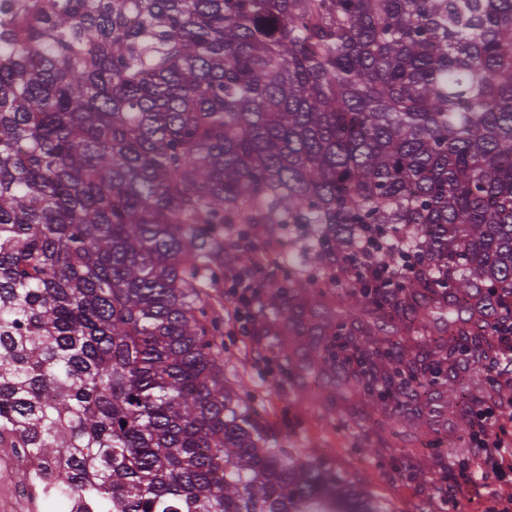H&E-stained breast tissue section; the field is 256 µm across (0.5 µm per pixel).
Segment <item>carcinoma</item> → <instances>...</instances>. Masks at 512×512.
<instances>
[{
  "label": "carcinoma",
  "instance_id": "carcinoma-1",
  "mask_svg": "<svg viewBox=\"0 0 512 512\" xmlns=\"http://www.w3.org/2000/svg\"><path fill=\"white\" fill-rule=\"evenodd\" d=\"M1 13L0 445L64 452L93 512H381L240 411L224 225L316 224L330 253L415 226L479 324L512 298V0Z\"/></svg>",
  "mask_w": 512,
  "mask_h": 512
}]
</instances>
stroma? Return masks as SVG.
<instances>
[{
  "label": "stroma",
  "mask_w": 512,
  "mask_h": 512,
  "mask_svg": "<svg viewBox=\"0 0 512 512\" xmlns=\"http://www.w3.org/2000/svg\"><path fill=\"white\" fill-rule=\"evenodd\" d=\"M313 226L295 225L275 236L245 239L225 235V244L247 242L265 260L257 279L264 302L247 328H239L232 304L224 306V377L238 390L242 411L261 429L270 447L282 448L329 475L367 494L382 512H487L495 479L459 482L450 498L437 493L447 483L452 465L470 456L472 420L469 403L494 388L493 373L477 364L460 376L448 374L446 351L421 347L416 363L420 382H435L446 401V415L437 417L421 397L406 403L381 399L384 381L361 378L336 362L319 363L315 355L334 332L330 303L347 300L353 276L340 273L336 258L315 257ZM326 276L327 306L293 309L296 341L290 351L278 345L280 321L269 304L285 280L303 284L311 274ZM412 316L398 305L392 318L379 317L374 306L362 305L341 332L360 348L404 335Z\"/></svg>",
  "instance_id": "obj_1"
}]
</instances>
